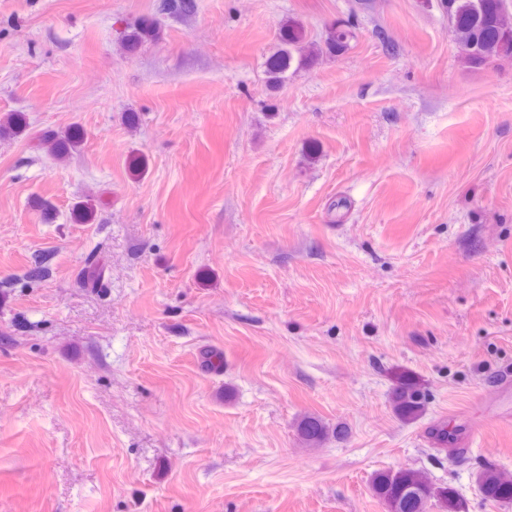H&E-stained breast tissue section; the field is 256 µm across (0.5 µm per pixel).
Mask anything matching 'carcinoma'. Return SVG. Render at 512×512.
<instances>
[{
  "label": "carcinoma",
  "instance_id": "carcinoma-1",
  "mask_svg": "<svg viewBox=\"0 0 512 512\" xmlns=\"http://www.w3.org/2000/svg\"><path fill=\"white\" fill-rule=\"evenodd\" d=\"M453 43L458 57L465 64L480 68L503 58L512 57V4L508 0H443ZM164 8L171 14L189 15L196 8L195 0H164ZM159 36L157 23L145 18L128 27L121 38L124 50L132 54L147 42ZM354 34L346 24L330 28L324 41L331 53H344L350 48ZM280 43L266 59L268 78L274 85L288 80L292 67H304L314 62L317 48L304 40L300 25L285 20L279 30ZM82 142V133L75 129L62 139L45 141L48 152L65 157ZM104 267L98 256L91 254L79 273L85 288L98 291L105 287ZM201 366L207 371H220L224 367V352L209 349L201 354ZM427 395L416 381L402 377L389 396L392 412L404 422H413L425 412ZM301 440L310 447L321 445L329 435L328 427L313 416L303 417L298 424ZM476 482L484 499L499 503H512V475L492 465L476 473ZM373 493L384 505L386 512H429L437 507L440 512H465L464 504L456 492L433 482L428 474L414 468L386 469L376 472L371 480Z\"/></svg>",
  "mask_w": 512,
  "mask_h": 512
}]
</instances>
